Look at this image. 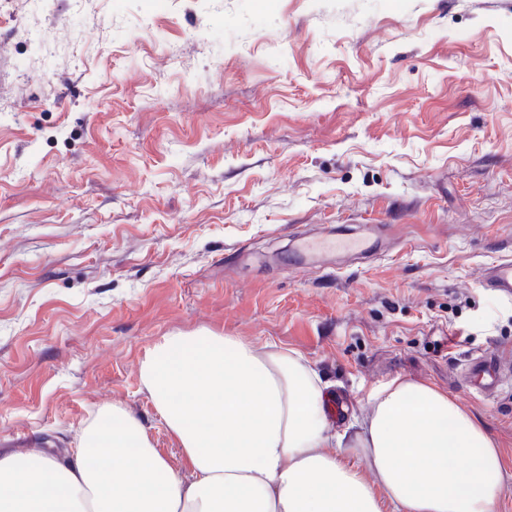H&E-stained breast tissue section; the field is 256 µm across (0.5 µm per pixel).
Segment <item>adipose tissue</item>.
Masks as SVG:
<instances>
[{"instance_id":"1","label":"adipose tissue","mask_w":512,"mask_h":512,"mask_svg":"<svg viewBox=\"0 0 512 512\" xmlns=\"http://www.w3.org/2000/svg\"><path fill=\"white\" fill-rule=\"evenodd\" d=\"M140 376L182 475L115 404L67 462L0 454V512H494L512 472L478 418L431 382L372 387L369 412L336 431L329 382L274 343L166 336Z\"/></svg>"}]
</instances>
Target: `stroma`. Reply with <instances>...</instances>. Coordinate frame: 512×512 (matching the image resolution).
I'll use <instances>...</instances> for the list:
<instances>
[{
    "label": "stroma",
    "instance_id": "obj_1",
    "mask_svg": "<svg viewBox=\"0 0 512 512\" xmlns=\"http://www.w3.org/2000/svg\"><path fill=\"white\" fill-rule=\"evenodd\" d=\"M53 31L45 46L36 30ZM379 227L311 257L297 233ZM512 0H0V452L67 459L162 337L299 351L347 413L402 376L512 460ZM376 248V239L370 235H362L356 239H344L338 235L336 237L327 234L317 240L302 239L297 249L299 255H305L311 252H365L371 253ZM481 283L500 295L512 297V258H504L484 269ZM510 357L498 352L472 355L462 369L467 389L482 397H493L504 386L503 373L510 367Z\"/></svg>",
    "mask_w": 512,
    "mask_h": 512
}]
</instances>
